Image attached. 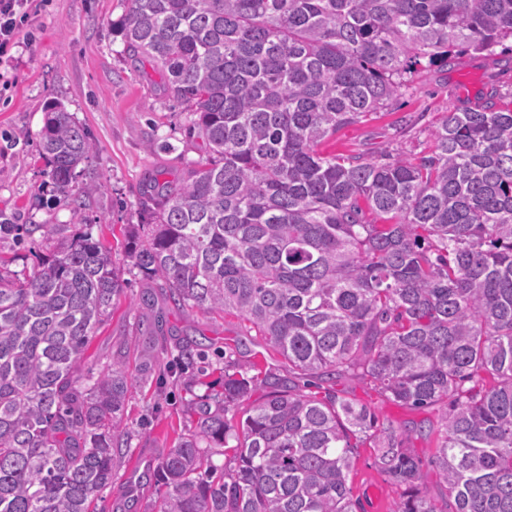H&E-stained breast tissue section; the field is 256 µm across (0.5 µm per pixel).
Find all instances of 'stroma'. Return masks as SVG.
I'll use <instances>...</instances> for the list:
<instances>
[{
	"label": "stroma",
	"mask_w": 512,
	"mask_h": 512,
	"mask_svg": "<svg viewBox=\"0 0 512 512\" xmlns=\"http://www.w3.org/2000/svg\"><path fill=\"white\" fill-rule=\"evenodd\" d=\"M126 10L125 0H48L29 25L8 67L11 85L0 89V214L17 224L73 228L70 204L52 202L48 167L37 151L49 102H61L85 127L95 150L84 165L82 182L98 185L82 215L95 238L112 254L124 279L109 318L97 327L79 372L95 376L113 361H122L132 387L124 424L131 438L125 461L111 487L101 493L104 512H150L156 498L153 483L127 494L129 479L155 467L191 427L187 402L191 394L217 393L223 386L224 356L235 342L245 343L260 369L285 378L288 364L249 324L232 314L204 313L179 307L161 289L133 270L123 234L141 223L144 188L151 179L179 177L188 166L204 161L205 145L191 133L194 115L164 94L160 77L129 57L114 28ZM512 100V41L495 55L463 53L445 67L421 68L389 109L341 128L322 152L379 155L388 149L410 158L430 152L432 130L443 112ZM46 253L21 247L12 232H0V272L23 277ZM151 293L142 304L143 293ZM202 338L200 359L175 366L178 340ZM339 395L371 406L380 423L409 434V445L421 460L424 484L431 495L441 485L430 464L437 440L436 408L414 409L389 401L362 381L337 379ZM353 494L364 512H390L398 497L378 470L373 451L358 448L350 473Z\"/></svg>",
	"instance_id": "35a3bbf8"
}]
</instances>
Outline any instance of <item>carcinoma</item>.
<instances>
[{
  "label": "carcinoma",
  "instance_id": "obj_1",
  "mask_svg": "<svg viewBox=\"0 0 512 512\" xmlns=\"http://www.w3.org/2000/svg\"><path fill=\"white\" fill-rule=\"evenodd\" d=\"M126 3V51L163 72L208 153L146 187L133 268L178 305L241 317L296 375L441 409L434 497L369 405L230 357L224 392L194 398L193 431L150 473L157 512H358L349 476L367 442L399 490L390 512H512V101L444 113L419 158L319 151L390 108L416 66L512 40V0ZM93 151L49 104L38 154L56 192ZM37 231L49 255L0 275V512H97L132 383L119 361L91 384L76 367L123 279L89 229ZM198 347L182 340L177 360ZM212 448L232 451L221 469Z\"/></svg>",
  "mask_w": 512,
  "mask_h": 512
}]
</instances>
